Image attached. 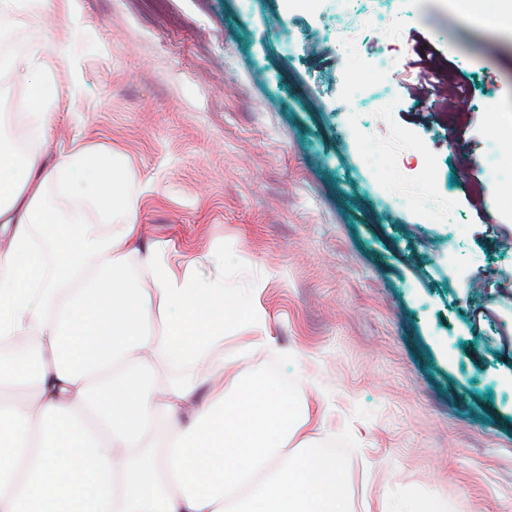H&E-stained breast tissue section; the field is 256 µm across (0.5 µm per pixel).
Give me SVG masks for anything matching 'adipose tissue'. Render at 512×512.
<instances>
[{
    "label": "adipose tissue",
    "instance_id": "obj_1",
    "mask_svg": "<svg viewBox=\"0 0 512 512\" xmlns=\"http://www.w3.org/2000/svg\"><path fill=\"white\" fill-rule=\"evenodd\" d=\"M79 172L112 208L100 158L0 152V341L22 339L34 360L0 361V512H346L335 460L290 454L312 418L264 381L235 382L204 404L195 384L160 382L172 356L201 364L219 384L230 368L212 351L224 341L221 286L191 287L156 251L142 266L152 287L121 271L140 236L137 198L122 204L108 236L77 218L60 223L42 202L61 171ZM167 319L165 339L151 317ZM172 431L162 444L160 425Z\"/></svg>",
    "mask_w": 512,
    "mask_h": 512
}]
</instances>
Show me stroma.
Returning a JSON list of instances; mask_svg holds the SVG:
<instances>
[{
    "label": "stroma",
    "instance_id": "1",
    "mask_svg": "<svg viewBox=\"0 0 512 512\" xmlns=\"http://www.w3.org/2000/svg\"><path fill=\"white\" fill-rule=\"evenodd\" d=\"M358 0L394 21L337 19L336 0H72L0 37L38 50L53 117L34 155L111 156L141 200L126 261L149 287L154 249L191 281L259 306L275 351L244 327L217 356L275 372L336 439L349 512H504L512 503V204L488 175L512 164V35L486 0ZM66 55H59V47ZM385 110L342 94L375 57ZM438 83L422 92L420 71ZM465 86L457 100L448 91ZM61 216L118 233L91 192L53 182ZM409 198L410 206L399 203Z\"/></svg>",
    "mask_w": 512,
    "mask_h": 512
}]
</instances>
